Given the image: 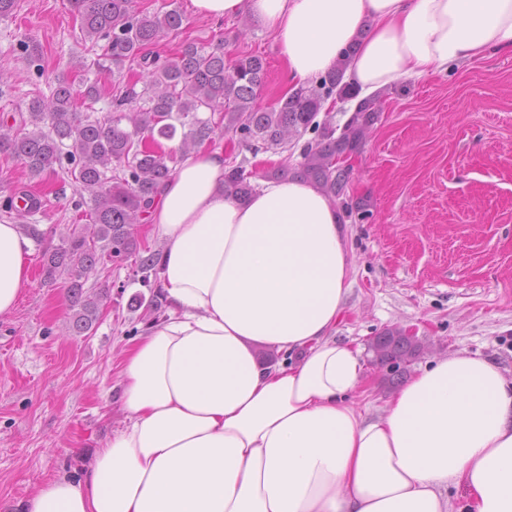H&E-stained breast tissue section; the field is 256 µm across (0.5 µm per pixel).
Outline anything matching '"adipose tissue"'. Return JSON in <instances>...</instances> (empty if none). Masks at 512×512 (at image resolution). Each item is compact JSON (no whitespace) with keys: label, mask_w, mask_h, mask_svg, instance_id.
Here are the masks:
<instances>
[{"label":"adipose tissue","mask_w":512,"mask_h":512,"mask_svg":"<svg viewBox=\"0 0 512 512\" xmlns=\"http://www.w3.org/2000/svg\"><path fill=\"white\" fill-rule=\"evenodd\" d=\"M275 36L292 87L352 54L370 94L489 51L512 53V0H191ZM224 149L181 161L148 220L165 246L168 313L123 352L124 426L79 478H52L10 512H512V380L482 358L431 361L364 414L359 350L332 330L349 290L347 228L312 182L224 195ZM0 223V315L29 280L34 235ZM289 364H262L260 348Z\"/></svg>","instance_id":"1"}]
</instances>
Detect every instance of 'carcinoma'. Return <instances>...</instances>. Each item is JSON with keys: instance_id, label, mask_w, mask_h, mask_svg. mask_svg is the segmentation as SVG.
I'll return each instance as SVG.
<instances>
[{"instance_id": "carcinoma-1", "label": "carcinoma", "mask_w": 512, "mask_h": 512, "mask_svg": "<svg viewBox=\"0 0 512 512\" xmlns=\"http://www.w3.org/2000/svg\"><path fill=\"white\" fill-rule=\"evenodd\" d=\"M69 3L80 17L96 72L137 68L141 89L115 87L111 112L98 118L78 111L72 83L62 78L50 97L31 99L29 118H20L16 127L0 125V155L19 162L33 178L66 175L75 183L74 209L82 211L92 234L69 233L44 254L43 272L48 282L67 276L76 334L90 331L99 318L98 300L84 291L86 274L97 265L131 260L148 287L157 274L158 254L138 242L130 227L146 219L175 172L174 158L162 151L161 140L173 139L179 128L184 154L213 143L223 132L256 155L286 149L290 138L311 130L315 138L302 147L300 161L272 166L264 177L309 180L339 201L347 215L362 211L348 195L352 168L342 162L361 151L366 132L379 121L380 107L370 98L360 100L339 133L330 120L316 121L326 101L356 97L343 82L345 60L314 85L263 109L256 104L267 77L261 57L231 59L222 41L188 42L173 56L155 50L163 36L182 28L178 7L151 13L134 7L133 0ZM125 121L130 127L123 126ZM253 191L244 167L224 173V194L242 200ZM368 347L377 363L395 373L420 351L419 340L397 326L378 333Z\"/></svg>"}]
</instances>
